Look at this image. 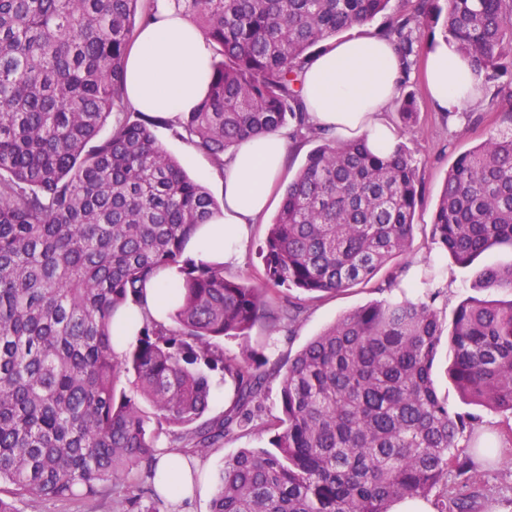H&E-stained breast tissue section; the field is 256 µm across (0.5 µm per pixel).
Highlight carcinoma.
<instances>
[{
  "label": "carcinoma",
  "instance_id": "1",
  "mask_svg": "<svg viewBox=\"0 0 512 512\" xmlns=\"http://www.w3.org/2000/svg\"><path fill=\"white\" fill-rule=\"evenodd\" d=\"M213 48L206 97L172 122L128 117L124 69L155 0H0V484L16 498L98 499L137 473L152 479L161 438L201 455L257 427L268 448L224 459L210 512H391L400 499L448 501V470L467 484L482 449L480 415L438 396L443 333L434 266L312 338L286 369L226 357L218 341L268 316L276 287L314 298L368 285L411 246L419 164L405 143L375 152L306 124L301 76L325 42L363 26L392 0H170ZM443 36L483 76L508 130L451 166L432 240L457 264L512 246V0H404L378 36L408 73L415 34ZM411 127L412 95L399 100ZM115 117L110 134L99 137ZM223 166L245 139L288 125L320 140L288 182L261 248L263 284L228 280L192 258L197 228L221 211L153 129ZM164 270L178 275L174 326L146 319L122 353L114 314L139 303ZM480 287L512 294V265L488 264ZM448 374L469 405L512 414V299L471 296L448 334ZM235 399L204 419L211 373ZM281 375L282 416L261 418ZM132 376L130 392L116 383ZM127 494L121 512H161Z\"/></svg>",
  "mask_w": 512,
  "mask_h": 512
}]
</instances>
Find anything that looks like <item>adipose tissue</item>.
Here are the masks:
<instances>
[{"label":"adipose tissue","mask_w":512,"mask_h":512,"mask_svg":"<svg viewBox=\"0 0 512 512\" xmlns=\"http://www.w3.org/2000/svg\"><path fill=\"white\" fill-rule=\"evenodd\" d=\"M211 45L184 14L157 0V11L141 26L126 57L128 105L167 120L193 111L208 89ZM398 56L393 46L373 34L333 42L304 73L303 99L308 125L343 137L364 136L376 151H392L396 135L385 110L396 97ZM427 82L437 110L459 112L482 99V77L445 37L428 45ZM290 143L284 133L247 139L224 156L219 179L223 206L192 239L193 256L234 264L245 256L249 230L268 211L284 172ZM172 277L157 279L145 290L143 303L120 311L113 325L114 350H122L136 324L164 319ZM159 492L172 508L195 495L189 460L170 452L157 463Z\"/></svg>","instance_id":"ef3b65f1"}]
</instances>
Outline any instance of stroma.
Wrapping results in <instances>:
<instances>
[{
  "label": "stroma",
  "instance_id": "1",
  "mask_svg": "<svg viewBox=\"0 0 512 512\" xmlns=\"http://www.w3.org/2000/svg\"><path fill=\"white\" fill-rule=\"evenodd\" d=\"M425 57H418L410 82L409 93L415 99L417 121L411 134L404 140L410 151L420 160L421 202L415 214L413 243L410 253L395 259L389 270L380 271L378 280H385L389 271L417 265L424 260H435L440 271L439 287L442 289L435 306L443 321H450L458 303L466 297L476 295L475 283L484 262L475 261L467 268L456 266L439 255L431 240V223L435 203L439 197L449 166L461 153L481 144L489 134L503 129L499 113L479 107L475 117L461 122L444 120L433 106L424 80ZM154 133L171 155L185 160L190 176L203 184L215 198H222V184L213 174V164L201 153L191 152L189 145L171 135L167 127H156ZM269 221L261 219L250 229L246 259L239 265L224 268L227 279L262 283L263 267L257 255V247L266 235ZM400 288L380 291L371 287L356 286L345 291L329 294L312 300L296 289L279 288L269 295L267 309L279 311L281 306L295 304L301 312L292 322L273 326L270 320L257 322L248 336L228 338L222 345L227 355L238 356L251 352L255 357L270 361L286 362L311 338L320 333L336 318L367 303L392 296H400ZM480 429L493 445L491 455L476 454L474 462L482 477L467 488H460L456 478H449L448 493H464L471 512H512V416L481 410Z\"/></svg>",
  "mask_w": 512,
  "mask_h": 512
}]
</instances>
